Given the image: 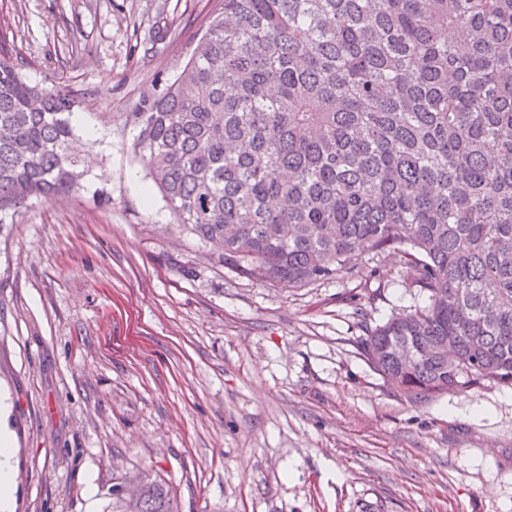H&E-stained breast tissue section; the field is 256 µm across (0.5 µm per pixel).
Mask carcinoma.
I'll return each instance as SVG.
<instances>
[{"mask_svg": "<svg viewBox=\"0 0 512 512\" xmlns=\"http://www.w3.org/2000/svg\"><path fill=\"white\" fill-rule=\"evenodd\" d=\"M76 103L0 51V212L80 185ZM126 124L178 223L258 283L394 256L426 303L359 349L401 396L512 387V0H220ZM108 499L180 512L148 472Z\"/></svg>", "mask_w": 512, "mask_h": 512, "instance_id": "cac0c4a2", "label": "carcinoma"}]
</instances>
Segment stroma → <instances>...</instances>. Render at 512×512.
<instances>
[{
    "label": "stroma",
    "instance_id": "stroma-1",
    "mask_svg": "<svg viewBox=\"0 0 512 512\" xmlns=\"http://www.w3.org/2000/svg\"><path fill=\"white\" fill-rule=\"evenodd\" d=\"M218 0H0L29 83L110 118L77 193L0 213V393L15 512H103L153 468L182 512H512V387L424 403L363 358V324L424 305L386 255L260 285L178 224L125 115L160 93Z\"/></svg>",
    "mask_w": 512,
    "mask_h": 512
}]
</instances>
